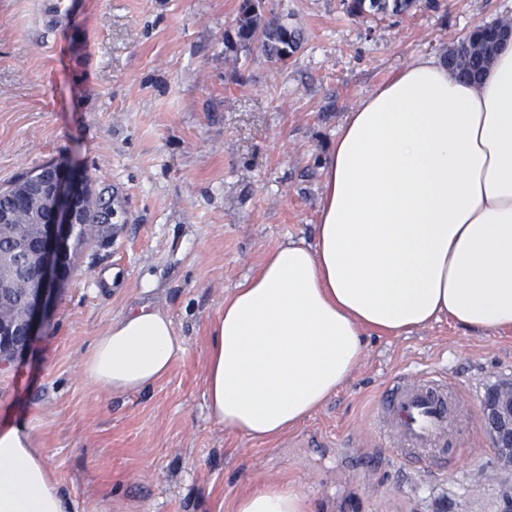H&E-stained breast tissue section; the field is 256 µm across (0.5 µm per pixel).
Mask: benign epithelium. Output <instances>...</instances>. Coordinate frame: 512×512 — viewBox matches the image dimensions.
<instances>
[{"mask_svg": "<svg viewBox=\"0 0 512 512\" xmlns=\"http://www.w3.org/2000/svg\"><path fill=\"white\" fill-rule=\"evenodd\" d=\"M47 215L37 235L22 245L29 255L20 267L30 285L24 320L15 328L0 319V368L22 357L48 319L57 293L72 277L79 232L90 226L92 199L88 178L58 163L31 172L10 188ZM485 425L501 459L512 461V384L490 388L483 402Z\"/></svg>", "mask_w": 512, "mask_h": 512, "instance_id": "obj_1", "label": "benign epithelium"}]
</instances>
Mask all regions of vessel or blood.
<instances>
[{"instance_id": "1", "label": "vessel or blood", "mask_w": 512, "mask_h": 512, "mask_svg": "<svg viewBox=\"0 0 512 512\" xmlns=\"http://www.w3.org/2000/svg\"><path fill=\"white\" fill-rule=\"evenodd\" d=\"M458 397L456 384L443 376L396 378L374 415L378 434L397 439L391 456L416 470L434 465L432 452L448 440Z\"/></svg>"}]
</instances>
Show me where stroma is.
<instances>
[{"label": "stroma", "mask_w": 512, "mask_h": 512, "mask_svg": "<svg viewBox=\"0 0 512 512\" xmlns=\"http://www.w3.org/2000/svg\"><path fill=\"white\" fill-rule=\"evenodd\" d=\"M75 2L54 26L41 0H0V189L64 163L114 210L30 350L0 371V423L34 426L73 512H224L272 479L293 481L313 512H512V465L482 426L487 388L512 381V331L443 319L369 336L346 385L272 442L224 431L204 399L224 298L267 251L312 240L347 113L416 55L512 18V0H418L384 20L348 16L341 0H263L305 34L283 67L237 43L238 0ZM142 305L171 316L184 348L153 388L104 391L85 355ZM420 369L463 395L437 475L385 460L371 426L392 377Z\"/></svg>", "instance_id": "1"}]
</instances>
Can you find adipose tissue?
<instances>
[{
	"label": "adipose tissue",
	"mask_w": 512,
	"mask_h": 512,
	"mask_svg": "<svg viewBox=\"0 0 512 512\" xmlns=\"http://www.w3.org/2000/svg\"><path fill=\"white\" fill-rule=\"evenodd\" d=\"M512 330V43L468 83L416 55L349 112L322 168L313 243L268 251L210 328L208 414L271 442L347 382L365 336L430 322ZM183 349L168 314L133 308L95 338L84 371L115 394L155 386ZM0 512H71L33 426L0 425ZM227 512H311L294 483Z\"/></svg>",
	"instance_id": "ef3b65f1"
}]
</instances>
